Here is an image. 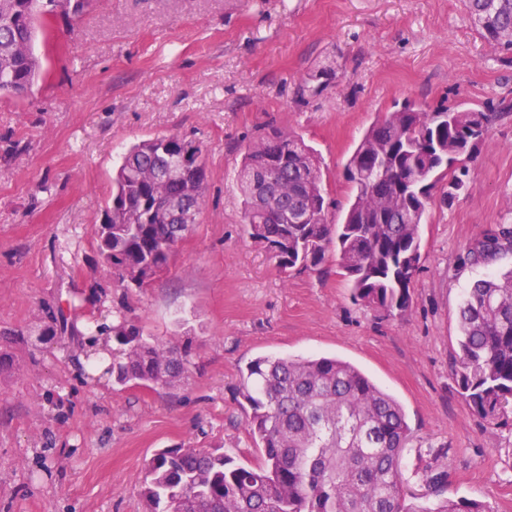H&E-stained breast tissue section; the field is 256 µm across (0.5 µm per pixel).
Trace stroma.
Segmentation results:
<instances>
[{
	"label": "stroma",
	"mask_w": 512,
	"mask_h": 512,
	"mask_svg": "<svg viewBox=\"0 0 512 512\" xmlns=\"http://www.w3.org/2000/svg\"><path fill=\"white\" fill-rule=\"evenodd\" d=\"M35 50L43 73L0 98V512H145L146 463L162 448L261 455L240 373L260 356L349 361L403 406L401 459L420 505L430 470L446 496L512 512V426L484 428L453 379L463 268L485 228L512 222V55L480 38L459 0H92L57 16ZM411 100L426 109L493 104L467 166L469 189L431 204L413 306L385 317L353 301L334 261L280 275L248 236L236 172L277 129L322 161L346 202L344 165L368 126ZM178 135L199 144L206 191L198 224L148 287L117 286L96 265L92 227L122 154ZM135 319L158 340L189 332L192 365L176 389H117L99 347L36 336L48 316Z\"/></svg>",
	"instance_id": "stroma-1"
}]
</instances>
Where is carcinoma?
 <instances>
[{"label": "carcinoma", "mask_w": 512, "mask_h": 512, "mask_svg": "<svg viewBox=\"0 0 512 512\" xmlns=\"http://www.w3.org/2000/svg\"><path fill=\"white\" fill-rule=\"evenodd\" d=\"M487 42L512 54V0H461ZM85 0H0V97L32 91L42 64L37 28L58 14H77ZM503 110L407 102L377 118L345 165L350 195L328 197L317 151L294 133L276 132L252 145L237 171L249 237L282 274L321 270L333 251L353 298L385 316L403 315L422 266L421 226L435 191L453 203L466 192L472 153ZM279 175L273 205L253 209L249 172L268 162ZM202 149L177 135L141 142L123 154L111 203L94 225L96 261L124 288L147 286L166 270L181 225L164 222L175 201H202ZM512 255V224L484 229L459 256L479 267ZM453 375L457 392L486 428L512 422V269L477 279L458 310ZM110 336L113 384L175 389L191 364L188 333L167 341L118 316L95 325ZM238 394L262 452L245 466L219 448H166L147 463L141 486L146 512H493L481 501L443 498L433 509L406 503L401 458L411 430L401 404L353 364L335 357L263 356L241 372ZM448 473L426 476L440 496Z\"/></svg>", "instance_id": "cac0c4a2"}]
</instances>
